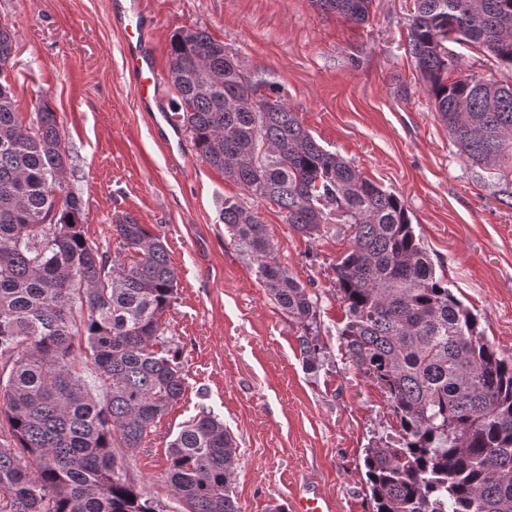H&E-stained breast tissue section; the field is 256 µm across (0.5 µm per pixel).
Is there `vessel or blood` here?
Segmentation results:
<instances>
[{
	"instance_id": "obj_1",
	"label": "vessel or blood",
	"mask_w": 512,
	"mask_h": 512,
	"mask_svg": "<svg viewBox=\"0 0 512 512\" xmlns=\"http://www.w3.org/2000/svg\"><path fill=\"white\" fill-rule=\"evenodd\" d=\"M125 31L136 34L134 42L128 43L125 64L137 87L138 105L142 111L157 112L160 109L159 72L154 55L145 35L147 21L135 6V0H112Z\"/></svg>"
}]
</instances>
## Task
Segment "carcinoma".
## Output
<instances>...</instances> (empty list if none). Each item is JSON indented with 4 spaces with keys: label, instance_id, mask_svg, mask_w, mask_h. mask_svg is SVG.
<instances>
[{
    "label": "carcinoma",
    "instance_id": "carcinoma-1",
    "mask_svg": "<svg viewBox=\"0 0 512 512\" xmlns=\"http://www.w3.org/2000/svg\"><path fill=\"white\" fill-rule=\"evenodd\" d=\"M311 2L370 20L371 0ZM456 33L512 72V0H416L410 28L409 52L459 155L489 169L512 159V81L465 68L448 51ZM16 44L0 22V512H160L114 449L142 448L183 396L163 329L178 272L161 237L129 213L112 225L114 257L88 241L56 113L45 101L29 120L17 112ZM170 57L176 114L199 158L305 236L332 220L353 229L333 266L337 336L398 426L364 449L372 512H512V361L436 275L402 198L320 145L280 90L205 30L175 32ZM220 221L318 370V297L277 259L254 209L226 198ZM236 450L207 409L170 441L182 512H241Z\"/></svg>",
    "mask_w": 512,
    "mask_h": 512
}]
</instances>
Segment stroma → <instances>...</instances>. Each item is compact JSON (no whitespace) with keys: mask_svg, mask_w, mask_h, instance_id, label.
Returning <instances> with one entry per match:
<instances>
[{"mask_svg":"<svg viewBox=\"0 0 512 512\" xmlns=\"http://www.w3.org/2000/svg\"><path fill=\"white\" fill-rule=\"evenodd\" d=\"M414 6L372 0L369 23L358 25L310 0H139L160 72L169 70L173 33L206 29L280 88L319 144L399 194L437 276L512 359V170L499 175L460 157L407 51ZM1 20L18 37L10 71L17 110L32 116L45 98L56 112L89 241L114 253L113 218L133 214L164 237L178 271L165 328L180 349L185 392L142 449H117L128 475L164 512H179L168 445L204 407L237 443L241 512L277 504L297 512L310 488L327 512H371L363 450L396 423L336 332L343 308L332 267L349 245L348 225L307 237L199 159L189 134L167 149L137 107L127 34L110 0H0ZM228 198L256 208L280 262L317 294L319 371L305 369L296 325L225 232L219 211Z\"/></svg>","mask_w":512,"mask_h":512,"instance_id":"stroma-1","label":"stroma"}]
</instances>
